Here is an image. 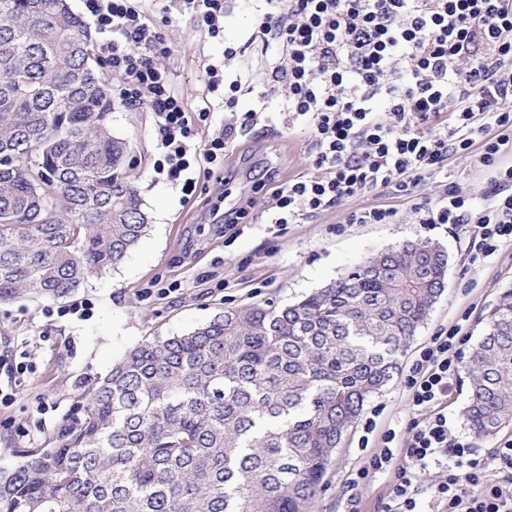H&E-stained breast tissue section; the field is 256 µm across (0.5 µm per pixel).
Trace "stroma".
I'll list each match as a JSON object with an SVG mask.
<instances>
[{
  "mask_svg": "<svg viewBox=\"0 0 512 512\" xmlns=\"http://www.w3.org/2000/svg\"><path fill=\"white\" fill-rule=\"evenodd\" d=\"M256 9L255 0H228L220 42L204 39L187 20L162 24L171 47L165 65L190 106L198 104L203 62L222 60L231 45L238 50L231 74L262 86L271 111H279L282 96L271 79L276 57L252 36ZM110 124L129 145L126 164L149 227L120 264L89 277L67 297L22 294L0 302V355L24 350L36 364L34 374L17 381L13 403L0 405V474L17 467L21 451L54 447L88 385L145 339L186 333L228 308L294 303L385 248L428 239L448 253L447 286L406 348L398 374L366 402L361 420L345 434L312 507L313 512H344L347 486L369 454L363 439L377 441L381 432L404 427L409 419L404 375L420 348L455 325L468 346L481 339L485 317L512 289V245L470 265L463 227L414 223L411 201L387 190L343 201L273 232L249 224L230 239L224 233L225 210L249 201L262 210L269 193L262 185L265 175L286 181L311 173L309 127L279 120L258 124L231 144L223 171L200 177L196 192L185 198L153 170L156 132L148 108L114 103ZM366 205L395 210L396 222L345 223L347 212ZM85 299L93 304L90 316H55V309ZM367 417L376 424L374 433L363 430Z\"/></svg>",
  "mask_w": 512,
  "mask_h": 512,
  "instance_id": "stroma-1",
  "label": "stroma"
}]
</instances>
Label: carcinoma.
I'll return each instance as SVG.
<instances>
[{
	"instance_id": "obj_1",
	"label": "carcinoma",
	"mask_w": 512,
	"mask_h": 512,
	"mask_svg": "<svg viewBox=\"0 0 512 512\" xmlns=\"http://www.w3.org/2000/svg\"><path fill=\"white\" fill-rule=\"evenodd\" d=\"M111 112L66 0H0V301L66 297L146 232ZM447 270L439 244L408 241L292 304L137 345L88 387L57 447L0 476V512H311ZM462 369L473 435L512 426V289Z\"/></svg>"
}]
</instances>
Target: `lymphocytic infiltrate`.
Here are the masks:
<instances>
[{
    "mask_svg": "<svg viewBox=\"0 0 512 512\" xmlns=\"http://www.w3.org/2000/svg\"><path fill=\"white\" fill-rule=\"evenodd\" d=\"M161 13L189 18L205 38L224 37L225 0H156ZM255 37L280 56L272 75L283 91L289 124L311 126L312 175L274 186L262 223L297 224L383 188L411 199L419 224H471L470 262L478 265L512 245V0H264ZM101 35L100 50L118 94L155 118L156 174L183 196L197 175L224 167L243 131L270 122L265 92L238 110L241 83L222 62L203 66V90L189 109L163 66L170 48L143 0H84ZM222 128L201 131L215 109ZM477 157L490 171L480 194L448 179L449 156ZM435 198H423L427 185ZM460 328L432 337L405 377L409 420L388 429L349 485L346 512L369 474L391 478L380 512H418L429 496L435 512H512V436L487 458L457 436L448 397L459 375Z\"/></svg>",
    "mask_w": 512,
    "mask_h": 512,
    "instance_id": "1",
    "label": "lymphocytic infiltrate"
}]
</instances>
